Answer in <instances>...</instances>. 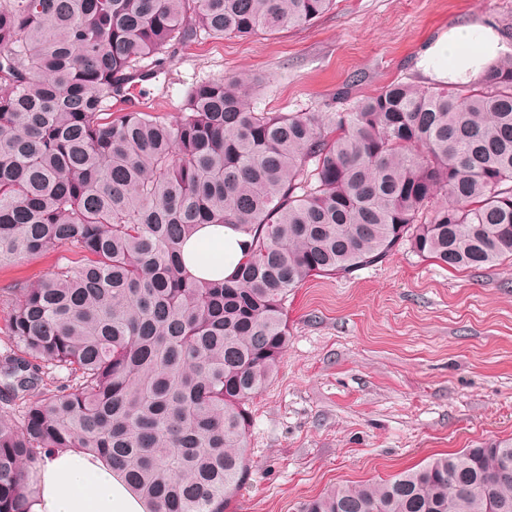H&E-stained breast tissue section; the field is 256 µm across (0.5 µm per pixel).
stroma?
<instances>
[{"mask_svg": "<svg viewBox=\"0 0 512 512\" xmlns=\"http://www.w3.org/2000/svg\"><path fill=\"white\" fill-rule=\"evenodd\" d=\"M512 54V0H335L311 24L169 47L146 111L175 121L187 91L252 80L259 112H327L391 82L430 87L422 49L463 24ZM288 346L249 403L252 474L233 512H302L340 484L431 456L512 441V260L453 271L401 245L385 260L308 280L288 300Z\"/></svg>", "mask_w": 512, "mask_h": 512, "instance_id": "obj_1", "label": "stroma"}]
</instances>
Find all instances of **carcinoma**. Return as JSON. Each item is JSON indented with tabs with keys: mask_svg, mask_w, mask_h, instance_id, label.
<instances>
[{
	"mask_svg": "<svg viewBox=\"0 0 512 512\" xmlns=\"http://www.w3.org/2000/svg\"><path fill=\"white\" fill-rule=\"evenodd\" d=\"M334 2L0 0V265L61 254L0 287V512H24L25 473L56 448L107 456L151 512H228L296 288L405 241L456 270L512 259L511 55L341 112H256L243 79L196 85L174 122L128 105L173 41L303 26ZM199 224L252 237L233 277L183 267ZM506 453L338 485L303 512H512Z\"/></svg>",
	"mask_w": 512,
	"mask_h": 512,
	"instance_id": "carcinoma-1",
	"label": "carcinoma"
}]
</instances>
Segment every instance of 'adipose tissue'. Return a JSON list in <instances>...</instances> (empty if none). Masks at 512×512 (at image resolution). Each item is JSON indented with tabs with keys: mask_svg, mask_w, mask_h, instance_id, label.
I'll return each mask as SVG.
<instances>
[{
	"mask_svg": "<svg viewBox=\"0 0 512 512\" xmlns=\"http://www.w3.org/2000/svg\"><path fill=\"white\" fill-rule=\"evenodd\" d=\"M492 27L461 25L440 34L416 66L427 78L478 79L499 55ZM251 238L232 224H202L183 244V263L195 278L227 279L248 252ZM29 476L34 491L27 512H149L147 502L104 458L79 448L43 455Z\"/></svg>",
	"mask_w": 512,
	"mask_h": 512,
	"instance_id": "1",
	"label": "adipose tissue"
}]
</instances>
